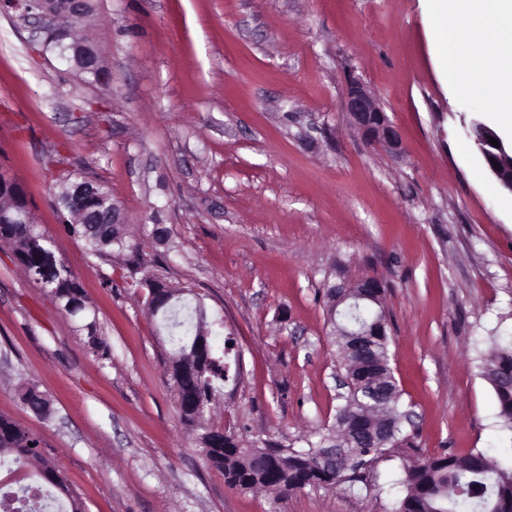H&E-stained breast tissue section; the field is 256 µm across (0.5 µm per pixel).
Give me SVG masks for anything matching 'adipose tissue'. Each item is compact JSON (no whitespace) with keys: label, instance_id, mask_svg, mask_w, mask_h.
<instances>
[{"label":"adipose tissue","instance_id":"adipose-tissue-1","mask_svg":"<svg viewBox=\"0 0 512 512\" xmlns=\"http://www.w3.org/2000/svg\"><path fill=\"white\" fill-rule=\"evenodd\" d=\"M431 26L446 32L447 78L468 92L472 50L485 60L483 75L498 120L512 128V0H433Z\"/></svg>","mask_w":512,"mask_h":512}]
</instances>
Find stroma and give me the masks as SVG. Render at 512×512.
<instances>
[{"instance_id":"stroma-1","label":"stroma","mask_w":512,"mask_h":512,"mask_svg":"<svg viewBox=\"0 0 512 512\" xmlns=\"http://www.w3.org/2000/svg\"><path fill=\"white\" fill-rule=\"evenodd\" d=\"M431 0H95L76 31L95 81L35 52L21 10L0 8V173L25 190L78 278L101 359L0 242V415L31 432L85 512H393L404 465L482 452L512 463L481 354L512 333V195L467 136L489 121L481 81L461 96L430 28ZM402 144L368 142L350 81ZM104 184L153 243L154 273L201 298L214 351L237 378L211 413L247 441L294 449L336 413L325 285L386 286L391 367L414 412L401 447L352 490L282 498L230 489L179 416L169 348L121 263L89 254L55 204L56 180ZM33 385L52 408L32 412Z\"/></svg>"}]
</instances>
